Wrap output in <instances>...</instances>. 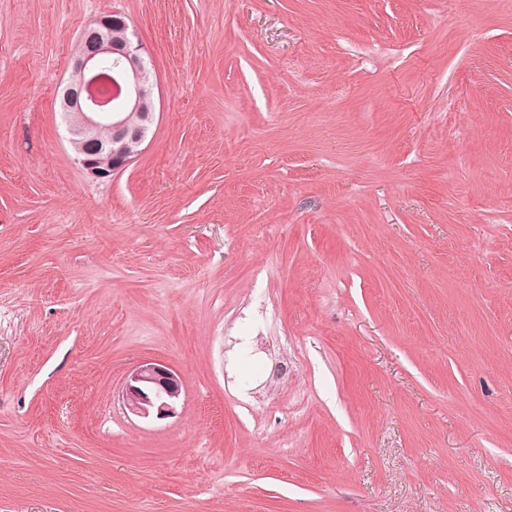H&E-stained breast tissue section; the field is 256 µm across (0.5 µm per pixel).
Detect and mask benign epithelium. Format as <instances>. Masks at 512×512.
I'll use <instances>...</instances> for the list:
<instances>
[{
	"mask_svg": "<svg viewBox=\"0 0 512 512\" xmlns=\"http://www.w3.org/2000/svg\"><path fill=\"white\" fill-rule=\"evenodd\" d=\"M60 109L75 161L93 181L112 178L140 152L156 105L148 61L127 24L102 16L80 32ZM183 381L164 364L142 362L125 378L120 399L141 419L177 416Z\"/></svg>",
	"mask_w": 512,
	"mask_h": 512,
	"instance_id": "1",
	"label": "benign epithelium"
}]
</instances>
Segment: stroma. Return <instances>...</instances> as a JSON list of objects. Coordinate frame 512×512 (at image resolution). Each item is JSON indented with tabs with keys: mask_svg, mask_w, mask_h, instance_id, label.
I'll use <instances>...</instances> for the list:
<instances>
[{
	"mask_svg": "<svg viewBox=\"0 0 512 512\" xmlns=\"http://www.w3.org/2000/svg\"><path fill=\"white\" fill-rule=\"evenodd\" d=\"M109 14L159 100L102 183ZM0 512H512V0H0ZM114 18L102 16L84 27L77 42L86 49L73 55L71 71L61 83L60 109L68 142L75 161L93 181L110 180L131 162L141 151L156 112L141 44L134 41L127 24ZM116 25L122 28H113ZM112 61L120 63L115 76ZM102 83L115 87V104L95 92ZM183 381L181 374L164 364L141 362L125 378L119 396L125 410L141 419L177 416Z\"/></svg>",
	"mask_w": 512,
	"mask_h": 512,
	"instance_id": "obj_1",
	"label": "stroma"
}]
</instances>
